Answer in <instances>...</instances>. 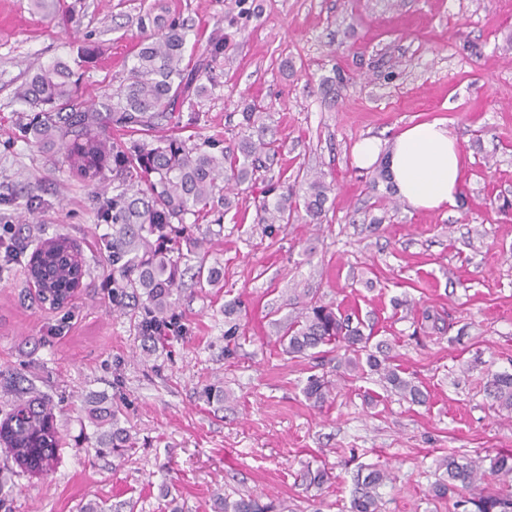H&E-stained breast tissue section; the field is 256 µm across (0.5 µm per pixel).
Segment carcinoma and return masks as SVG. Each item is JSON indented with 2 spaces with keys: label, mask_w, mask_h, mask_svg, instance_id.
I'll return each mask as SVG.
<instances>
[{
  "label": "carcinoma",
  "mask_w": 512,
  "mask_h": 512,
  "mask_svg": "<svg viewBox=\"0 0 512 512\" xmlns=\"http://www.w3.org/2000/svg\"><path fill=\"white\" fill-rule=\"evenodd\" d=\"M34 5L58 24L74 23L73 11L59 0H34ZM142 27L152 32L140 42L131 65L125 67L118 84L101 98L79 91L80 74L69 61L56 58L28 70L16 97L28 106L30 115L21 125L22 137L45 150L63 155L68 170L93 187L98 200L97 218L112 225V234L101 239L112 258V304H137V328L143 345L154 346L172 327L184 331L177 305L182 291L183 245L189 243L199 222L218 213L225 214L234 201L224 188L250 182L264 168L265 159L275 151V141L263 137L245 138L238 154H227L221 140L208 136L199 140L160 133L178 119L186 127L201 125L197 101L209 92L213 71L228 49L222 37L211 38L193 67L183 65L188 43L184 25L163 15L147 14ZM305 194H274L269 189L259 201L261 224H287L299 210L309 223L320 220L331 191L321 178L306 180ZM112 188V196L103 191ZM39 260L28 264L27 273L38 278L52 295L65 294L72 272L83 268L78 249L59 235L46 239L37 250ZM196 285L207 288L218 279L216 268L199 257L193 273ZM304 314L283 326L281 342L286 354L306 355L320 347L341 349L336 376L361 368L369 369L402 396L416 403L426 394L411 379L401 376L390 363L382 346L369 349L370 337L351 317L316 295H305ZM16 392L13 408L0 423V441L14 461L25 467L49 471L61 450L54 427V408L24 378L13 379ZM334 389L325 375L308 378L303 393L321 407ZM489 397L512 413V373H496L486 383ZM85 417L94 427L93 451L98 457H122L135 448L129 431L120 425L121 406L112 400L88 398ZM448 480L436 483L432 497L448 498L463 488L477 489L484 478L480 461L455 454L438 460ZM490 474L501 477L503 488L489 495L467 500L473 512H512V454L498 453L491 459ZM390 480L388 472L372 470L357 478L350 512H378L379 488ZM222 512H274L273 503L252 497L220 503Z\"/></svg>",
  "instance_id": "obj_1"
}]
</instances>
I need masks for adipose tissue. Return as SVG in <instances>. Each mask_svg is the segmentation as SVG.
<instances>
[{
	"instance_id": "adipose-tissue-1",
	"label": "adipose tissue",
	"mask_w": 512,
	"mask_h": 512,
	"mask_svg": "<svg viewBox=\"0 0 512 512\" xmlns=\"http://www.w3.org/2000/svg\"><path fill=\"white\" fill-rule=\"evenodd\" d=\"M355 160L361 168L385 162L401 199L430 211L455 204L465 172L462 150L440 121L409 126L389 143L364 138L355 146Z\"/></svg>"
}]
</instances>
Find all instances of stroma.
<instances>
[{
	"label": "stroma",
	"mask_w": 512,
	"mask_h": 512,
	"mask_svg": "<svg viewBox=\"0 0 512 512\" xmlns=\"http://www.w3.org/2000/svg\"><path fill=\"white\" fill-rule=\"evenodd\" d=\"M79 18L64 29L32 0H0V225L25 229L30 245L64 235L90 268L64 307L40 304L24 263L0 274V418L22 375L52 400L64 446L51 472L21 474L0 451V512H79L103 498L133 512H218L222 497L278 501L288 512H349L354 479L393 472L381 512H461L429 491L436 461L512 451V418L492 407L485 383L512 373V0H68ZM166 7L205 36L233 47L199 108L205 133L234 148L245 135L241 103L281 148L254 186H241L221 224L193 233L222 271L199 290L185 283L178 307L189 332L144 352L133 321L113 306L112 268L93 193L60 154L19 136L16 87L28 68L89 46L81 91L112 87L143 38L139 21ZM445 122L466 159L454 206L379 208L387 181L358 169L361 138ZM333 184L319 224L295 216L262 224L267 185L303 194L301 173ZM30 195L43 205L24 213ZM313 292L360 322L372 343L427 395L417 405L373 372L338 380L318 408L303 388L330 373L326 355L294 358L279 323ZM439 318L419 331L422 311ZM239 324L245 339L227 344ZM223 390L224 403L203 391ZM119 397L136 439L124 459L96 458L80 406ZM323 468V486L304 480Z\"/></svg>",
	"instance_id": "35a3bbf8"
}]
</instances>
